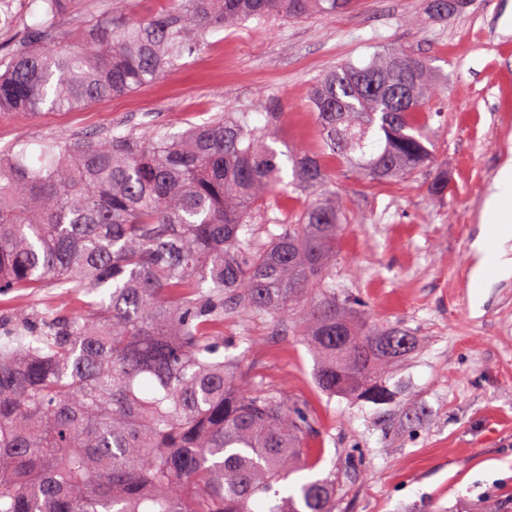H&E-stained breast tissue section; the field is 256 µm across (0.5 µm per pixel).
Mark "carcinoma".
<instances>
[{
    "instance_id": "cac0c4a2",
    "label": "carcinoma",
    "mask_w": 512,
    "mask_h": 512,
    "mask_svg": "<svg viewBox=\"0 0 512 512\" xmlns=\"http://www.w3.org/2000/svg\"><path fill=\"white\" fill-rule=\"evenodd\" d=\"M46 16L75 0H32ZM353 0H169L146 20L110 9L75 42L42 27L0 74V113L81 109L155 80L218 28L334 14ZM436 69L397 47L313 84L327 157L375 183L432 164L418 123ZM221 112L176 136L42 142L46 162L0 151V294L51 285L87 297L27 327L0 316V512H333L313 419L274 389L245 393L224 356V314L298 322L327 395L382 404L408 331L355 322L331 277L341 215L325 160L288 149L315 195L262 241L253 210L284 183L267 143L277 103Z\"/></svg>"
}]
</instances>
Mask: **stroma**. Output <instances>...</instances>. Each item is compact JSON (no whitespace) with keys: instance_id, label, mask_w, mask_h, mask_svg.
Segmentation results:
<instances>
[{"instance_id":"obj_1","label":"stroma","mask_w":512,"mask_h":512,"mask_svg":"<svg viewBox=\"0 0 512 512\" xmlns=\"http://www.w3.org/2000/svg\"><path fill=\"white\" fill-rule=\"evenodd\" d=\"M419 0H357L353 8L300 21L272 16L211 33L179 66L131 93L75 111L0 115V149L42 140L77 141L109 131L178 133L217 113L250 110L275 99L276 151L323 142L309 91L342 61L362 63L381 47L430 59L444 79L425 117L435 166L406 180L373 183L330 163L342 229L332 282L361 302L360 317L401 327L415 351L389 370L398 394L376 405L329 396L314 381V361L296 327L267 319L224 318L228 355L240 365L246 392L276 389L307 408V447L319 450L309 481L336 480L334 512H512V276L487 275L478 240L484 202L499 169L512 160V0H470L450 19L405 17ZM107 0H77L73 12L47 17L30 0H12L0 46L15 48L39 23L76 40L100 19ZM448 175L443 198L428 193L435 170ZM310 194L283 188L252 215L262 233L306 207Z\"/></svg>"}]
</instances>
